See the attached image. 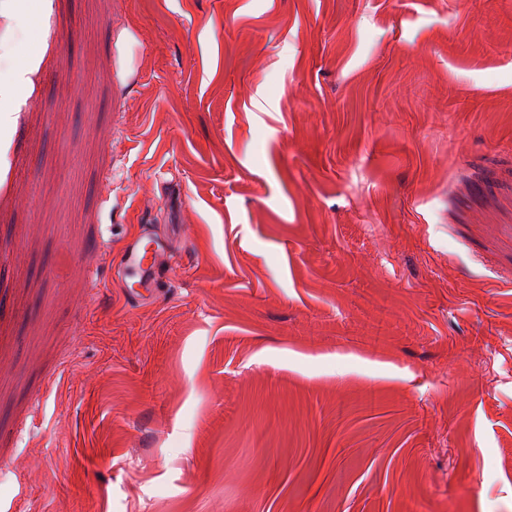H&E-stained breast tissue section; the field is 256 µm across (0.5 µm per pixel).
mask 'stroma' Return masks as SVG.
<instances>
[{
  "label": "stroma",
  "mask_w": 512,
  "mask_h": 512,
  "mask_svg": "<svg viewBox=\"0 0 512 512\" xmlns=\"http://www.w3.org/2000/svg\"><path fill=\"white\" fill-rule=\"evenodd\" d=\"M17 80L0 499L512 512V0H0ZM168 254L165 243L153 234L149 226H143L139 238L127 246L120 258V268L133 270L140 275L137 288L124 287L129 298L139 302L150 296V284ZM174 261L168 255V263L172 265Z\"/></svg>",
  "instance_id": "35a3bbf8"
}]
</instances>
